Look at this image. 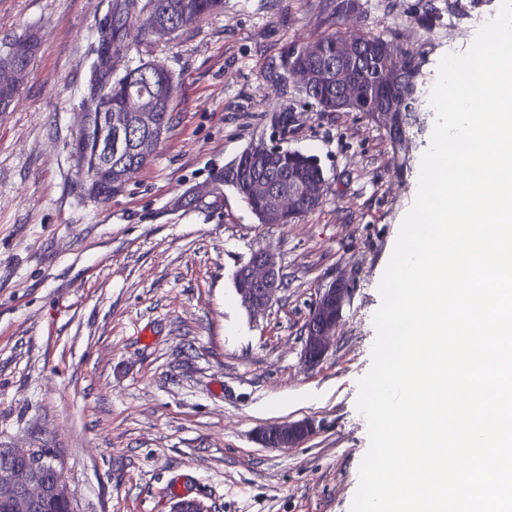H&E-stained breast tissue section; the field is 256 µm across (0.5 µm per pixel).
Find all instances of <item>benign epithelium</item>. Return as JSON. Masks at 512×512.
<instances>
[{
    "label": "benign epithelium",
    "mask_w": 512,
    "mask_h": 512,
    "mask_svg": "<svg viewBox=\"0 0 512 512\" xmlns=\"http://www.w3.org/2000/svg\"><path fill=\"white\" fill-rule=\"evenodd\" d=\"M363 52V46L354 39L340 44L338 55L345 62L356 59ZM28 66L15 62L0 70V94H15L27 75ZM280 134L271 128L270 141L261 140L247 147L252 154H265L279 151ZM301 193L311 200H322L325 196V182L302 184L288 191V194ZM281 266L276 255L269 249L260 247L255 256L245 266L243 280H235V291L241 305L254 315L270 309L282 290ZM350 288L340 279L324 289L316 300L306 323L302 363L306 367L318 365L326 357L336 326L341 319ZM314 434L311 422H285L260 429L256 440L272 448H288L301 445ZM0 458L16 462V466L0 475V496L10 500L14 512H30L45 493L40 473L51 469L57 492L71 497L56 462L47 459L43 449L35 444L24 448H0Z\"/></svg>",
    "instance_id": "1"
}]
</instances>
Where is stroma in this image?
Here are the masks:
<instances>
[{"label": "stroma", "mask_w": 512, "mask_h": 512, "mask_svg": "<svg viewBox=\"0 0 512 512\" xmlns=\"http://www.w3.org/2000/svg\"><path fill=\"white\" fill-rule=\"evenodd\" d=\"M109 0H0V56L38 48L0 112V444L56 448L79 512H349L368 448L355 407L376 337L378 284L417 192L429 132L406 153L356 112H323L275 73L287 51L334 31L323 0H224L165 42L145 40L117 69L158 59L179 83L153 161L119 193L84 196L71 144L91 48ZM500 0H358V28L417 55L423 95L440 59L465 52ZM434 11L430 31L416 15ZM314 155L322 205L292 224H261L232 190L181 197L269 134ZM271 248L279 299L250 315L234 274ZM350 286L335 341L301 361L320 292ZM309 420L295 448L258 429Z\"/></svg>", "instance_id": "stroma-1"}]
</instances>
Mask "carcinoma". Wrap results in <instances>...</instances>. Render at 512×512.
<instances>
[{
    "label": "carcinoma",
    "instance_id": "cac0c4a2",
    "mask_svg": "<svg viewBox=\"0 0 512 512\" xmlns=\"http://www.w3.org/2000/svg\"><path fill=\"white\" fill-rule=\"evenodd\" d=\"M224 0H112L111 13L100 26L96 56L90 65L87 99H96L99 105L112 107V115L125 136L135 142V149L112 155V165H107L106 149L99 142V112L87 114L86 125L73 144V154L79 170L83 171V190L91 196H107L122 190L128 181L148 165L157 153L160 142L148 136L147 129L139 123L137 113H155L156 123L170 130L172 104L178 82L167 66L159 61H147L116 75L108 66L106 51L112 56L124 54L130 41L152 36L158 40L168 38L195 24L201 17L222 7ZM349 35L338 30L317 40L311 46L322 52L313 58L299 47L291 53L300 73L307 74L316 67L330 62L336 42ZM370 55L349 67L350 75L357 82L372 86L353 105L344 109L336 102V82L331 79L308 81L299 87L307 98L314 101L323 112H358L377 121L383 104L393 112L391 125L386 133L395 149L398 142L424 129L421 119L422 92L419 87L420 63L416 55L394 38H384L370 32L356 35ZM36 43L28 38L16 41L0 63L17 58L30 63ZM263 179L274 186L280 198L288 199V186L295 182H320L323 171L317 158L299 151L283 149L267 158L248 156L235 171H222L211 181V192H220L227 186L248 205L261 224H288L315 210L321 201L301 198L291 202L293 213L285 215L276 207V201L256 192L254 181Z\"/></svg>",
    "mask_w": 512,
    "mask_h": 512
}]
</instances>
